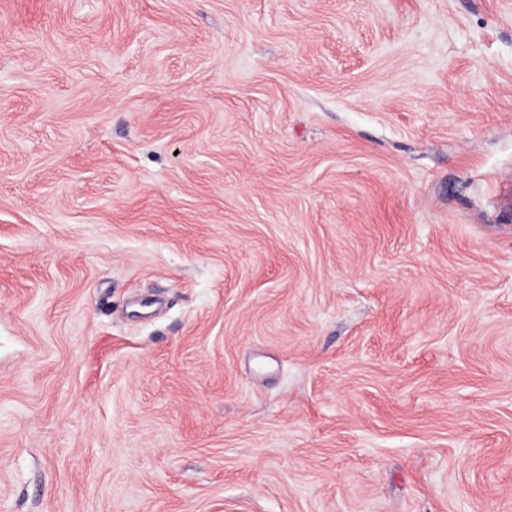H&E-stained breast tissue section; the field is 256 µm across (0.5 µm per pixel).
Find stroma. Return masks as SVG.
I'll use <instances>...</instances> for the list:
<instances>
[{
    "label": "stroma",
    "mask_w": 512,
    "mask_h": 512,
    "mask_svg": "<svg viewBox=\"0 0 512 512\" xmlns=\"http://www.w3.org/2000/svg\"><path fill=\"white\" fill-rule=\"evenodd\" d=\"M0 512H512V0H0Z\"/></svg>",
    "instance_id": "obj_1"
}]
</instances>
